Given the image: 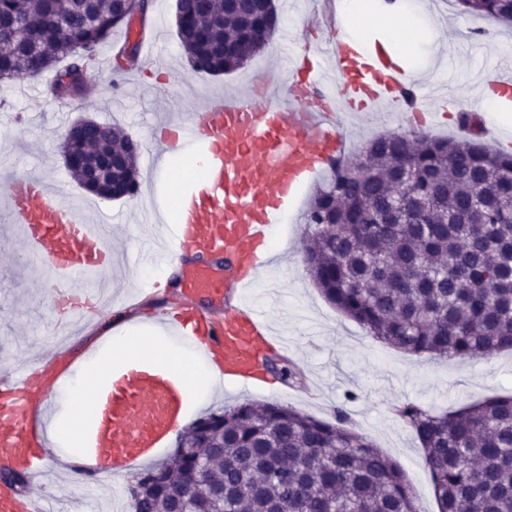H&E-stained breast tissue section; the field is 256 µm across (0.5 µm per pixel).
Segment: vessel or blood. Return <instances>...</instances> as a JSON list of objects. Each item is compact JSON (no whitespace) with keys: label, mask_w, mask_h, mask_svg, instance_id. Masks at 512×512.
<instances>
[{"label":"vessel or blood","mask_w":512,"mask_h":512,"mask_svg":"<svg viewBox=\"0 0 512 512\" xmlns=\"http://www.w3.org/2000/svg\"><path fill=\"white\" fill-rule=\"evenodd\" d=\"M341 78L344 112L324 109L325 65ZM422 101L423 87L380 39H363L354 48L316 55V63L289 86L261 79L243 95L220 92L193 110L187 134L166 131L160 153L180 150L182 141L209 157L204 181L186 195L185 227L166 224L159 212L144 214L155 225L164 253L179 251L186 300L177 318L192 326L210 350L223 353L224 374L245 381L265 374L275 350L269 317L242 304L247 288L271 259L264 245L280 223L299 188L346 154L345 111L375 112L387 103ZM0 216L16 225L37 263L51 271L53 305L63 324L93 314L103 301L92 290L70 289V281L108 271L112 248L102 226L89 224L80 209L50 193L38 176H13L0 185ZM0 469L22 467L31 479L49 472L48 449L39 447V402L68 401L60 388H41L27 362L15 363L0 377ZM187 393L180 377L158 365L133 364L97 396L85 453L97 461L92 472L105 475L150 459L178 428ZM41 492L16 500L0 495V512H52Z\"/></svg>","instance_id":"b4317fda"}]
</instances>
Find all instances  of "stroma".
<instances>
[{
    "mask_svg": "<svg viewBox=\"0 0 512 512\" xmlns=\"http://www.w3.org/2000/svg\"><path fill=\"white\" fill-rule=\"evenodd\" d=\"M421 5L426 24L440 34L438 48L420 40L411 48L415 63L425 70L424 81L440 85L445 67L459 61L460 70L451 83L455 96L466 101L469 112L494 123L495 115L482 108L483 89L499 50L512 42V27L444 0H421ZM276 6L280 23L266 47L226 74L210 75L191 67L177 34L176 0H153L147 18L152 40L140 49L136 64L113 70L112 57L126 40L125 30H114L100 47L93 80L80 98L66 103L54 99L46 72L20 75L0 85V178L11 172L45 176L54 194L82 205V217L88 223L106 219L112 225L111 244L118 255L112 270L91 280L71 281L75 290L92 286L111 290V305L98 313V324H107L113 314L124 310L136 311L148 321L157 320L159 310L177 311L182 272L167 271V261L159 255L148 263L135 262L136 254L152 249L141 215L154 207V200L142 196L104 200L82 190L62 154L68 129L83 118L120 125L142 145L140 187H153L165 178L181 186L175 172L155 168L154 145L161 124L187 126L189 104L203 103L214 91H239L262 78L289 84L292 59L312 58L335 39L336 30L323 15L319 0H276ZM351 123L354 153L381 134L409 138L421 132L452 138L466 134L452 111L422 125L403 111L382 118L358 114ZM304 208V203L296 204L283 232L288 249L275 255L250 296L253 305L268 312L295 357L277 356V371L267 372L258 390L214 395L197 413L218 412L246 400L277 401L328 419L335 407L344 406L357 430L402 465L420 512H438L424 452L395 409L414 401L444 412L485 397L511 394L512 351L473 359H437L410 355L373 339L327 303L306 273L300 261L307 229L301 220ZM51 284L47 268L29 259L19 232L0 235V371L23 354L49 348L59 336ZM295 364L303 373L299 383L286 375ZM350 391L355 394L351 400L346 397ZM127 485L118 474L102 484L94 476L64 471L58 484L47 485L46 491L65 503L95 498L99 512H110V496L125 493Z\"/></svg>",
    "mask_w": 512,
    "mask_h": 512,
    "instance_id": "stroma-1",
    "label": "stroma"
}]
</instances>
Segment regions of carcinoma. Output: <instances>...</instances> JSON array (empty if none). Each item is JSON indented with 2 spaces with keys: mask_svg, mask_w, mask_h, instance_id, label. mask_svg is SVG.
I'll list each match as a JSON object with an SVG mask.
<instances>
[{
  "mask_svg": "<svg viewBox=\"0 0 512 512\" xmlns=\"http://www.w3.org/2000/svg\"><path fill=\"white\" fill-rule=\"evenodd\" d=\"M464 11L512 24V0H456ZM92 24L87 0H0V22L33 21L41 71L53 89L83 77L115 28L109 4ZM185 54L207 73L231 72L278 26L274 0H200L177 20ZM0 52V80L17 76L18 52ZM69 145L91 161L119 156L105 198L138 190L141 146L119 126L93 123ZM411 168L405 197L427 205L406 224L391 219L398 164ZM302 264L325 300L368 335L406 353L476 358L512 350V152L468 138L374 137L327 172L304 214ZM424 450L439 512H512V395L434 413L396 409ZM225 490L224 512H418L401 465L338 407L330 420L279 402H244L206 415L179 436L171 463L137 473L133 512H213L209 490Z\"/></svg>",
  "mask_w": 512,
  "mask_h": 512,
  "instance_id": "1",
  "label": "carcinoma"
}]
</instances>
